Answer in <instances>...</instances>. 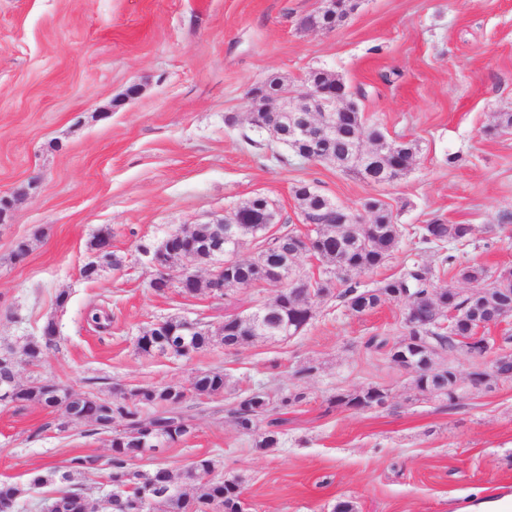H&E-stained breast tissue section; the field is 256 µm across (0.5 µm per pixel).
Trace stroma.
Listing matches in <instances>:
<instances>
[{"mask_svg": "<svg viewBox=\"0 0 512 512\" xmlns=\"http://www.w3.org/2000/svg\"><path fill=\"white\" fill-rule=\"evenodd\" d=\"M318 0H0V194L17 193L0 220V350L58 336L42 360L17 364L27 386L54 376L73 391L113 400L123 392L187 386L198 370L223 372L226 386L192 396L181 413L191 435L134 469H169L193 494L237 480L248 512H456L471 499L512 494V381L475 388L473 357L452 361L456 401L418 394L387 346L402 336L405 304L355 315L337 293L284 343L237 348L213 341L192 358L144 356L137 336L179 318L217 330L277 293L271 285L187 294L181 270L156 293V247L187 225L223 218L256 195L273 201L280 225L301 228L294 188L306 182L350 210L369 197L392 211L405 234L392 257L361 276L362 287L413 263L436 270L438 287L468 285L442 270L444 252L489 275L512 268V0H359L332 31L300 28ZM322 70L361 92L367 125L410 141V170L390 185L365 183L327 163L287 151L249 122L253 87L277 75L303 89ZM137 97H127L131 85ZM467 224L450 250L425 248L412 231L432 221ZM112 231L120 264L87 280L89 241ZM27 241L23 259L14 256ZM65 307H57L59 294ZM102 311L108 328L91 316ZM384 340L366 348L369 337ZM309 367L300 375L301 367ZM373 384L386 405L329 406L336 393ZM302 394L278 411L281 443L256 448L227 412L251 391ZM110 436L62 410L0 405V483L27 486L75 456L98 470L29 489L18 512L74 490L99 512ZM209 458L212 472L191 474Z\"/></svg>", "mask_w": 512, "mask_h": 512, "instance_id": "35a3bbf8", "label": "stroma"}]
</instances>
